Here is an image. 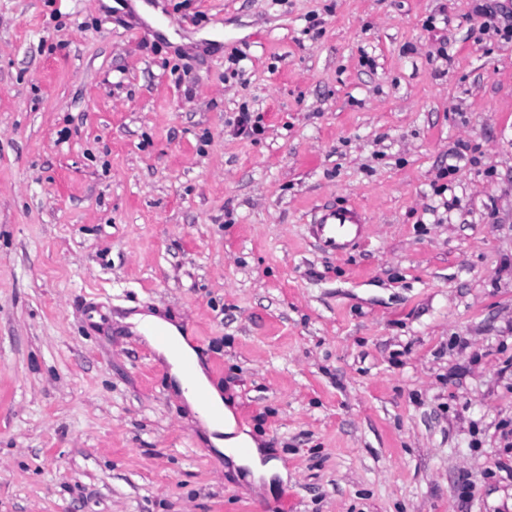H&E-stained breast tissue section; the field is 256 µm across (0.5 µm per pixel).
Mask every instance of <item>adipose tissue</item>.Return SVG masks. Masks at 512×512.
I'll return each instance as SVG.
<instances>
[{"instance_id":"adipose-tissue-1","label":"adipose tissue","mask_w":512,"mask_h":512,"mask_svg":"<svg viewBox=\"0 0 512 512\" xmlns=\"http://www.w3.org/2000/svg\"><path fill=\"white\" fill-rule=\"evenodd\" d=\"M158 354L170 364V375L190 410L197 411L194 389L200 386L206 388L212 405L223 412L224 417L219 422L204 414H199L198 420L209 445H212L217 454L223 455L228 469L245 473L247 480L257 489L271 486L277 479L286 478L287 473L281 462L271 458L268 450L261 447L248 430L237 428L229 403L225 401L220 390L210 384L193 347L182 342L178 352L173 353L162 348ZM186 361L194 365V377L190 380L183 373L182 364Z\"/></svg>"}]
</instances>
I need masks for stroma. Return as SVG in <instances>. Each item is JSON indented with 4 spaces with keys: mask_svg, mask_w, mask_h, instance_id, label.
Listing matches in <instances>:
<instances>
[{
    "mask_svg": "<svg viewBox=\"0 0 512 512\" xmlns=\"http://www.w3.org/2000/svg\"><path fill=\"white\" fill-rule=\"evenodd\" d=\"M144 2L0 0V512H512V0ZM360 224L355 213L350 210H331L325 213L319 221V228L316 225L314 229V237L318 243L331 250H336V246L344 245L336 240V231L343 234H349L352 226ZM123 322L132 324V330L143 335L142 337L155 348L157 354L170 364V375L180 389L189 409L199 420L207 436L208 444L213 446L214 451L218 455H224V470L228 471L231 469L235 473H245L247 480L257 490L263 487H270L278 478L284 480L287 478V473L281 462L276 458H270V452L260 446L259 441L249 433L248 428L244 430L237 429L230 403L225 402L220 390L209 382L196 350L184 340L177 324L151 313H137L124 319ZM147 327H158L167 331L170 336L161 331L154 332V341L157 345L173 351L179 347V341L180 348L178 352L173 353L156 346L152 336H149L144 331ZM171 336L175 337L178 341ZM186 361L191 362L194 366L193 384L205 388L208 392L207 394L202 388L196 390L200 406L206 412L211 413L215 419L221 418V414L212 412L209 403L210 398L212 405L224 414L221 422L216 423L199 409L193 384L187 381V379L189 381L192 379V366L186 364L183 373L182 364ZM241 448H245L246 452L241 451ZM264 459L266 460L265 463L263 462Z\"/></svg>",
    "mask_w": 512,
    "mask_h": 512,
    "instance_id": "1",
    "label": "stroma"
}]
</instances>
